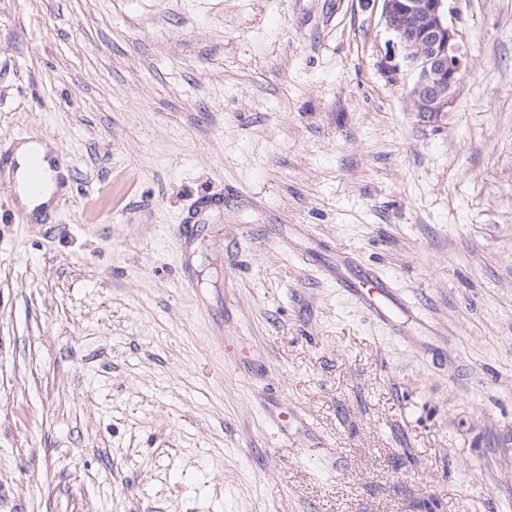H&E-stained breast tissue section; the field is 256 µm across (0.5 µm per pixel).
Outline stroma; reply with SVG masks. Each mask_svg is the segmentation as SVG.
<instances>
[{"instance_id":"35a3bbf8","label":"stroma","mask_w":512,"mask_h":512,"mask_svg":"<svg viewBox=\"0 0 512 512\" xmlns=\"http://www.w3.org/2000/svg\"><path fill=\"white\" fill-rule=\"evenodd\" d=\"M454 7L426 123L379 0H0V147L69 173L22 223L0 170V512H512V0ZM333 268L336 269V284L346 288L371 320L383 323L393 320L392 311L399 299L386 277L354 266L350 254L344 251H336Z\"/></svg>"}]
</instances>
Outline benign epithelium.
Masks as SVG:
<instances>
[{
  "label": "benign epithelium",
  "mask_w": 512,
  "mask_h": 512,
  "mask_svg": "<svg viewBox=\"0 0 512 512\" xmlns=\"http://www.w3.org/2000/svg\"><path fill=\"white\" fill-rule=\"evenodd\" d=\"M381 2L382 21L391 33L381 68L394 83L404 72L411 75L406 90L412 110L426 122H439L454 106L468 66L453 0Z\"/></svg>",
  "instance_id": "1"
}]
</instances>
